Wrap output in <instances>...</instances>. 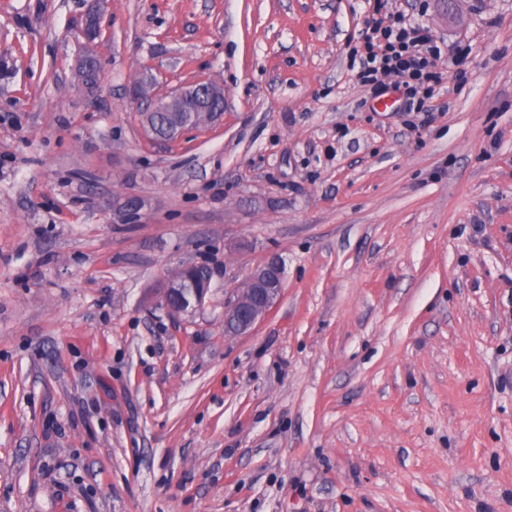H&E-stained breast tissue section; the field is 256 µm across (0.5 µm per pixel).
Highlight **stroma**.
<instances>
[{"label": "stroma", "instance_id": "35a3bbf8", "mask_svg": "<svg viewBox=\"0 0 512 512\" xmlns=\"http://www.w3.org/2000/svg\"><path fill=\"white\" fill-rule=\"evenodd\" d=\"M389 4L470 47L418 131L351 77L365 0H109L95 107L87 0H0V512H512V0ZM143 78L223 123L155 142ZM99 3L100 1H93V3L83 15L81 33L85 42L75 66V73L78 82L85 89L89 103L91 104L96 103L98 100L96 97L97 90L103 76V69L100 59L96 55L93 48L95 39H97L100 35L101 13ZM89 69H95L98 72L97 74L96 72L92 71L90 74L89 81L91 85H95L98 81L97 88L94 91L90 90L85 82V75ZM284 281V269L274 259L250 271L246 288L224 298L225 335L240 336L251 332L275 308ZM193 266L184 268L167 281L164 286V306L174 315L191 316L199 310L210 288V277L205 272L202 276L183 283Z\"/></svg>", "mask_w": 512, "mask_h": 512}]
</instances>
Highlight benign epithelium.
I'll use <instances>...</instances> for the list:
<instances>
[{
	"label": "benign epithelium",
	"instance_id": "7a95c632",
	"mask_svg": "<svg viewBox=\"0 0 512 512\" xmlns=\"http://www.w3.org/2000/svg\"><path fill=\"white\" fill-rule=\"evenodd\" d=\"M100 23L99 2L95 0L83 15L81 33L84 46L75 66L78 82L85 88L91 104L97 102V91L87 87L85 75L89 69L103 75L100 59L93 48L95 39L100 35ZM135 92L145 99L141 117L150 134H155L152 117L159 112L168 115V140H176L223 118L224 87L214 81L190 83L158 98L149 95L146 84L139 82L135 84ZM190 271L189 267L180 270L164 286V306L174 315L190 316L205 302L210 277L205 273L189 281ZM283 289L284 269L278 261L272 259L250 271L246 288L224 298V335L240 336L251 332L273 311Z\"/></svg>",
	"mask_w": 512,
	"mask_h": 512
}]
</instances>
